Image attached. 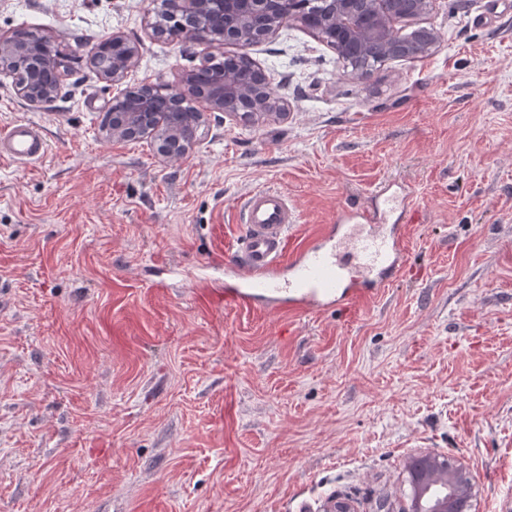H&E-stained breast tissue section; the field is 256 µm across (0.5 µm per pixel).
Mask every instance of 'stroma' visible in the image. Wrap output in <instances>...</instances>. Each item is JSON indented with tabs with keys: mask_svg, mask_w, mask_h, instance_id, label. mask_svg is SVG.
I'll list each match as a JSON object with an SVG mask.
<instances>
[{
	"mask_svg": "<svg viewBox=\"0 0 512 512\" xmlns=\"http://www.w3.org/2000/svg\"><path fill=\"white\" fill-rule=\"evenodd\" d=\"M449 1L400 25L436 49L365 77L284 26L250 55L288 119L209 112L162 161L102 134L119 89L90 60L114 30L140 43L127 84L200 66L152 32V0H0V34L70 59L48 104L0 82V128L50 147L0 160V512H394L427 453L471 473L474 512H512V8ZM386 180L413 221L376 298L259 313L198 291L223 289L252 190L297 208L295 248ZM49 145L39 128L27 121H17L0 132V159L15 163L43 160Z\"/></svg>",
	"mask_w": 512,
	"mask_h": 512,
	"instance_id": "1",
	"label": "stroma"
}]
</instances>
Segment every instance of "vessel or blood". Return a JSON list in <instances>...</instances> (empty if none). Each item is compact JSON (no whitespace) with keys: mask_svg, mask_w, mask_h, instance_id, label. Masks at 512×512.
Returning a JSON list of instances; mask_svg holds the SVG:
<instances>
[{"mask_svg":"<svg viewBox=\"0 0 512 512\" xmlns=\"http://www.w3.org/2000/svg\"><path fill=\"white\" fill-rule=\"evenodd\" d=\"M39 128L17 121L0 131V159L43 160ZM408 196L382 185L370 209L347 207L294 252L286 245L299 215L283 193L252 190L240 212L245 235L224 266L228 307L310 314L377 297L407 261Z\"/></svg>","mask_w":512,"mask_h":512,"instance_id":"b4317fda","label":"vessel or blood"}]
</instances>
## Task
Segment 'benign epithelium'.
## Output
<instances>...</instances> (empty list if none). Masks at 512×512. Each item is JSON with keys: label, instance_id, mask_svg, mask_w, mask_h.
I'll return each instance as SVG.
<instances>
[{"label": "benign epithelium", "instance_id": "7a95c632", "mask_svg": "<svg viewBox=\"0 0 512 512\" xmlns=\"http://www.w3.org/2000/svg\"><path fill=\"white\" fill-rule=\"evenodd\" d=\"M434 0H318L320 22L309 27L307 18L295 11L293 0H165L153 23L176 42L192 44L205 53V62L181 75L178 83L163 93L152 84L128 88L108 103L104 131L112 138H147L156 145L162 160L181 158L194 148L201 114L185 128L181 113L193 102H202L210 112H225L250 120L265 117L285 119L289 112L272 88L264 71L249 57L247 49L272 37L286 24L297 22L321 38L337 30L342 38L331 46L339 56L360 55L371 46L382 47L395 58L415 57L431 52L440 41L439 32L422 26L417 40L403 41L398 24L426 15ZM55 42V37L32 35L27 40L0 35V77L12 80L17 95L39 105L55 93L65 70L63 59L54 53L40 54L36 47ZM114 46L112 58L99 64L100 75L112 84L122 83L138 63L139 48L119 32L102 37ZM234 45L237 56L248 68L249 77L239 80L221 74L220 58L213 49ZM420 488L434 469L442 467L441 458L429 455L412 461ZM471 501L464 497L430 501L414 498L413 506L398 512H469ZM322 512H357L347 498L331 496Z\"/></svg>", "mask_w": 512, "mask_h": 512}]
</instances>
